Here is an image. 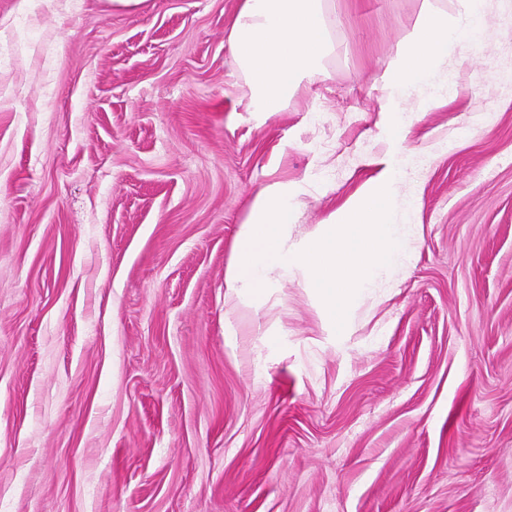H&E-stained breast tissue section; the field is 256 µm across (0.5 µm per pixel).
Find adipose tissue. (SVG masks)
Listing matches in <instances>:
<instances>
[{
    "label": "adipose tissue",
    "mask_w": 512,
    "mask_h": 512,
    "mask_svg": "<svg viewBox=\"0 0 512 512\" xmlns=\"http://www.w3.org/2000/svg\"><path fill=\"white\" fill-rule=\"evenodd\" d=\"M480 2L459 0L452 17L424 8L412 35L400 43L387 74L388 96L380 107L386 129L396 138H405L409 126L421 118L398 107L415 89L435 88L430 103H441V64L458 36L475 31ZM332 25L331 0H240L227 45L246 79L249 111L266 118L286 111L302 80L329 78Z\"/></svg>",
    "instance_id": "ef3b65f1"
}]
</instances>
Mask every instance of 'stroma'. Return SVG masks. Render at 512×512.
I'll return each mask as SVG.
<instances>
[{"label":"stroma","instance_id":"stroma-1","mask_svg":"<svg viewBox=\"0 0 512 512\" xmlns=\"http://www.w3.org/2000/svg\"><path fill=\"white\" fill-rule=\"evenodd\" d=\"M239 4L0 0V512H512V0L404 140L414 258L340 339L302 278L224 272L260 186L301 181L297 240L395 148L424 2L334 0L329 78L266 120Z\"/></svg>","mask_w":512,"mask_h":512}]
</instances>
